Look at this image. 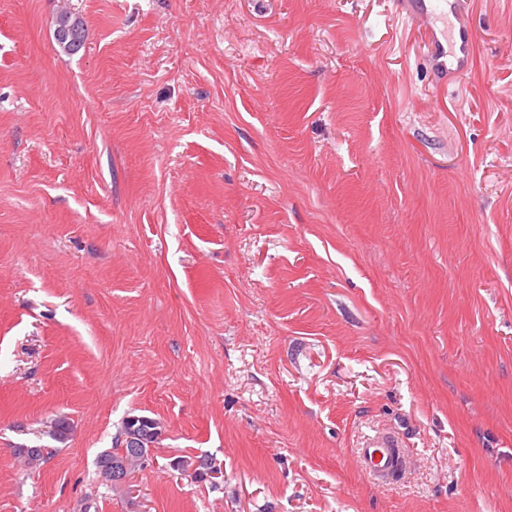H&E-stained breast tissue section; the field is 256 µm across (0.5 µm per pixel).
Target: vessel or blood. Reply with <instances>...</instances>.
Instances as JSON below:
<instances>
[{
	"label": "vessel or blood",
	"instance_id": "1",
	"mask_svg": "<svg viewBox=\"0 0 512 512\" xmlns=\"http://www.w3.org/2000/svg\"><path fill=\"white\" fill-rule=\"evenodd\" d=\"M403 7L413 20L420 22L430 45L429 62L440 74L463 75L474 64L475 33L462 15L465 0H404ZM448 17L445 28L435 22ZM400 442L394 435L382 432L369 439L361 452L364 465L380 480H389L397 471Z\"/></svg>",
	"mask_w": 512,
	"mask_h": 512
}]
</instances>
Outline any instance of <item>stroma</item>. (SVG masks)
I'll return each mask as SVG.
<instances>
[{
    "label": "stroma",
    "mask_w": 512,
    "mask_h": 512,
    "mask_svg": "<svg viewBox=\"0 0 512 512\" xmlns=\"http://www.w3.org/2000/svg\"><path fill=\"white\" fill-rule=\"evenodd\" d=\"M469 19L438 87L396 0H0V512H512V4ZM66 20H64L61 15L58 16L57 18V21H56V24H57V27H59L62 22H64L65 26L67 28H69V32H70V37H74V39L78 40L79 41V44L78 45H75L74 42H70L69 43V39L66 40V41H63L61 39H58L56 36V41L58 43V45L68 54H75L77 52H79L83 45L85 44V37H86V29H85V23H84V20L74 14V13H71L69 12V15L66 16ZM56 27V29H57ZM127 423L128 429L131 432L126 437L127 440L126 438H122L123 434L121 429L119 435L115 440V445H113L112 448L101 452L96 458L95 464L96 467L98 468V471L101 474L102 469L108 467L109 464L112 462V459L120 458L123 455H128L130 453V456L128 458H125L121 461H113L108 467L106 476L110 484L123 483L121 480L122 473H125L127 471L128 462L131 457L140 456L143 459H145L146 457L149 456L145 454V449L143 448L144 437L139 435V433H136L135 435V430L143 428V425H145L146 421H144V418L133 415L127 417ZM127 441L131 443V452L130 448H128L129 443H127ZM400 442L391 433L381 432L369 439L362 449L361 458L365 466L381 481L389 480L397 471L400 460Z\"/></svg>",
    "instance_id": "1"
}]
</instances>
